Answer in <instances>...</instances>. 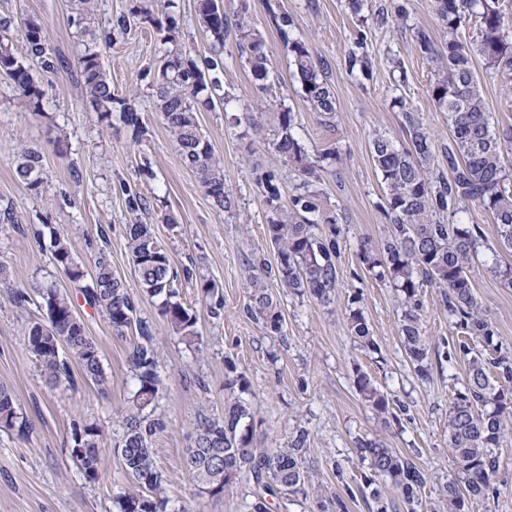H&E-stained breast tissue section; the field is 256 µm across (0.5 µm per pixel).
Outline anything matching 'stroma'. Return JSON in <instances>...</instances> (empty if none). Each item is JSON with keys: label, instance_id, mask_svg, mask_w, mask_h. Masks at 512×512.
<instances>
[{"label": "stroma", "instance_id": "stroma-1", "mask_svg": "<svg viewBox=\"0 0 512 512\" xmlns=\"http://www.w3.org/2000/svg\"><path fill=\"white\" fill-rule=\"evenodd\" d=\"M267 0H225L229 16L245 12L266 38L272 83L260 90L244 67L235 37L224 42L223 86L236 114L257 103L284 101L297 116V135L309 152L335 150L314 188L321 213L338 217L342 229L340 278L333 307L314 298L272 291L283 313L282 335L267 333L244 311L249 269L255 259L273 258L266 235L269 207L255 180V168L278 173L282 196L299 183L293 169L276 161L267 144L247 136L244 126L227 122L223 108L201 112L197 120L211 145L224 158V182L234 204L216 207L195 174L181 162L173 138L155 106L152 78L167 48L192 58L208 55L212 39L200 26L197 0H99L95 28L110 26L117 16L140 6L151 14L174 15L178 31L166 45L148 24L133 22L127 34L115 35L101 58L119 94L136 90V109L143 132L134 136L119 115L99 119L80 87L77 57L83 49L80 30L71 22L70 0H0V16L23 21L38 18L53 49L66 60L63 68L39 76L44 97L30 108L13 84L0 78V264L6 265L28 292L69 281L56 266L45 226L66 235L78 261L88 262L107 248L113 271L122 277L153 330L161 352L163 387L154 415L165 429L152 441L158 468L168 479L172 512H253L257 490L240 484L224 494L196 491L183 468L184 450L194 437L201 407L224 408L225 360H233L248 381L242 397L254 414L259 447H287L300 428L309 433L305 466L318 493L269 498L270 512H336L344 500L347 512H375L361 475L366 466L354 451L358 438L381 435L386 446L412 457L430 476L419 512H446L443 485L453 477L448 448V402L461 389L467 366L457 360L434 368L429 380L414 372L402 347L397 323L404 310L401 296L358 268L362 241L377 243L387 218L383 185L372 161V140L385 134L404 141L400 114L393 105L401 96L418 109L436 139L449 136L448 115L429 94L433 70L416 49L412 24L437 29L429 0H399L410 13L408 25L368 21L360 25L345 0H277L293 20V32L330 68L336 96L334 126L321 124L303 99L288 52L269 26ZM366 32L373 72L350 74L343 56L359 32ZM402 64L407 81L395 87L393 69ZM488 110L496 124L512 126V80L476 61ZM39 148L46 179L39 192L29 191L14 174L18 146ZM145 199L142 218L154 227L159 245L178 274L182 302L197 316L201 350L188 348L160 314L158 301L140 287L125 247V226L132 223L128 195ZM460 222L482 225L486 239L479 266L473 270L475 292L498 329L503 350L512 352V288L489 272L492 264L512 266V251L497 245L492 216L471 206ZM212 280L223 294V306L211 313L198 288ZM360 294L377 352L360 349L348 326L349 295ZM421 326L435 346L455 343L438 289L424 288ZM86 333L97 344L108 376L106 388L81 384L51 386L41 376L27 347L26 328L42 320L35 305L21 310L0 288V386L12 390L16 406L31 424L29 436L0 427V512H118L117 496L129 480L111 462L96 482H87L70 459L71 425L88 420L102 426L105 447L122 434L121 416L130 404L135 381L129 355L134 336H118L107 319L76 300ZM367 373L393 401L397 425L384 427L357 392L356 371ZM497 495L472 499L469 512H512V441L499 450Z\"/></svg>", "mask_w": 512, "mask_h": 512}]
</instances>
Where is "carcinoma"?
I'll return each instance as SVG.
<instances>
[{"mask_svg":"<svg viewBox=\"0 0 512 512\" xmlns=\"http://www.w3.org/2000/svg\"><path fill=\"white\" fill-rule=\"evenodd\" d=\"M75 2L74 24L81 25L94 14L98 0ZM430 2L443 37L436 40L429 30L417 27L414 39L434 66L430 93L436 107L448 113L450 137L448 142L436 144L418 111L403 102L401 127L407 141L398 145L383 134L375 136L372 158L384 184L389 224L380 243L360 244L358 261L402 296L405 311L399 319L398 333L415 372L422 378L430 376L432 363L428 361L431 342L420 325L419 293L425 286L444 289L442 301L458 342L451 352L435 350L437 363L459 355L467 361L468 370L463 389L454 394L448 405V447L455 477L448 480L443 493L448 498V512H468L472 498L498 491L493 478L500 469L499 448L512 432V356L494 343L496 327L473 291L471 271L484 233L480 225L463 224L456 216L469 203L490 212L500 245L512 250V165L507 160L512 149V126L495 125L473 70V56L477 54L488 67L512 77V0ZM267 13L288 49L293 76L301 85L309 110L324 124L333 125L337 106L328 79V64L316 58L307 42L294 36L288 14L277 11L270 3ZM198 16L213 39L214 49L198 61L176 52L165 55L157 69L155 104L183 165L196 175L215 205L226 210L232 208V193L224 183V159L202 133L196 113L218 105L226 109L231 102L221 80L224 40L230 33H235L245 65L261 89L270 77V59L265 36L246 17H239L235 26H230L228 14L219 10L215 0H198ZM132 17L152 25L164 42L174 41L178 29L174 16L166 15L161 20L138 6L132 7L130 16H118L113 26L91 36V40L109 46L112 33H127ZM471 20L476 21L480 31L472 43L459 34ZM12 26V20L0 19V76L8 78L19 95L37 109L43 90L30 63L51 72L58 69L62 60L37 20L23 22L19 47L8 40ZM344 65L351 73L364 76L371 72L364 32L358 33L354 48L345 54ZM78 67L82 90L99 117L111 118L118 105L123 123L139 132L142 121L134 108L135 94L127 98L115 94L101 53L85 49ZM244 120L251 136L266 140L280 161L302 178L301 192L284 205L280 203L278 174L255 170L256 181L265 189L270 206L265 234L275 259L269 262L260 257L252 263L245 310L267 332L280 336L283 315L270 284L278 282L296 293H308L324 306L336 302L341 229L338 218L320 213L316 195L310 191V180L319 178L323 162L336 156L329 150L315 159L311 157L297 136L296 114L289 108L274 109L262 103ZM437 152L443 163L433 170L430 164ZM14 174L28 190L38 192L43 184L41 151L18 147ZM125 238L143 290L160 300L159 311L174 332L200 348L196 315L180 299L175 287L177 273L159 246L152 225L128 224ZM50 247L57 267L85 304L101 311L116 335L123 336L131 330L138 335L130 354L136 391L122 418L120 441L112 449L102 447L101 427L80 420L72 425L70 457L84 478L94 482L111 455H116L134 486V491L117 497L119 512H168L166 477L151 448L152 438L163 423L158 419L149 421L144 415L162 386L160 354L151 326L138 316L133 296L112 270L108 251L100 248L91 257L89 276L74 257L67 237L51 232ZM0 283L10 289L13 304L25 308L30 301L28 292L10 281L2 264ZM39 297L47 314L57 316L44 323L34 321L27 327L28 348L42 375L51 384L64 381L74 387L83 381L105 385L107 375L97 345L87 336L82 321H71L75 305L70 294L51 286L39 289ZM359 302L360 298L354 297L347 308L349 330L361 348L375 353L378 348L362 309L357 307ZM44 325L64 340V355L41 346L40 329ZM224 367L228 373L224 382V415L200 412L193 443L184 451V470L195 489L209 495L222 494L244 480L271 496L316 491L303 466L309 432L297 430L286 448L257 447L253 412L236 395L247 389L248 381L244 374L236 373L231 361H224ZM354 382L368 406L385 426H390L396 415L390 411L388 395L364 372H357ZM0 425L22 437L30 432L29 421L18 412L12 392L4 387H0ZM356 449L367 463L364 480L371 487L376 512H388L389 504L383 496L388 483L401 497L406 512H416L428 483L427 472L412 458L386 447L375 437L359 440Z\"/></svg>","mask_w":512,"mask_h":512,"instance_id":"obj_1","label":"carcinoma"}]
</instances>
